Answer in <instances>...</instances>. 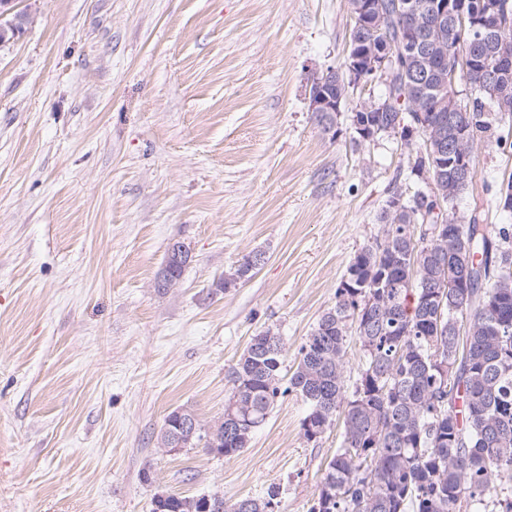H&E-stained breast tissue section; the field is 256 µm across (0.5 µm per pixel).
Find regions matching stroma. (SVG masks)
Returning <instances> with one entry per match:
<instances>
[{
    "label": "stroma",
    "mask_w": 512,
    "mask_h": 512,
    "mask_svg": "<svg viewBox=\"0 0 512 512\" xmlns=\"http://www.w3.org/2000/svg\"><path fill=\"white\" fill-rule=\"evenodd\" d=\"M0 46V512H151L156 493L276 491L310 512L340 425L315 442L280 398L233 456L166 452L174 409L224 414L251 336L291 376L346 267L412 195L399 136L359 141V84L323 131L309 75L342 67L348 0H14ZM192 260L159 289L170 242ZM265 262L236 287L244 255ZM258 254L262 255V253L252 252L249 253L248 255L243 256L242 259L239 261V264L236 267H234L232 271L225 272L224 276L222 275L216 281V287L221 288V290L224 289V291H226L228 288L235 287L236 282L241 278V276L249 271L250 267L253 264V259Z\"/></svg>",
    "instance_id": "obj_1"
}]
</instances>
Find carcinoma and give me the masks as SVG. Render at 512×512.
I'll return each mask as SVG.
<instances>
[{
  "instance_id": "cac0c4a2",
  "label": "carcinoma",
  "mask_w": 512,
  "mask_h": 512,
  "mask_svg": "<svg viewBox=\"0 0 512 512\" xmlns=\"http://www.w3.org/2000/svg\"><path fill=\"white\" fill-rule=\"evenodd\" d=\"M365 2L366 25L352 31L348 51L396 43L409 27L427 31V42L417 68L401 64L381 80L383 111L356 112L352 124L399 133L412 175L438 164L443 210L435 213L430 193L419 189L399 210L382 208V237L350 260L335 304L298 350L287 387L282 336L271 328L252 336L227 370L224 455L248 447L278 398L294 392L307 406L302 431L309 442L343 416L340 446L311 512H512V225L485 223L494 208L512 211V175L483 183L479 203L464 214L456 202L474 195L476 176L463 180L455 171L480 145H502L500 124L512 118V0H498L493 37L472 47L473 65L443 89L439 75L459 68L460 57L449 30L430 14L432 0H413L409 14L398 12L397 0ZM486 66L505 83L485 81ZM350 84L338 71L326 91L343 102ZM443 218L444 235L426 236ZM256 256H243L216 287L236 286ZM465 267V287H439ZM352 338L361 355L348 386ZM444 363L453 367L446 377ZM188 500L171 494L152 512H186ZM210 503V512H279L274 490L263 499Z\"/></svg>"
}]
</instances>
